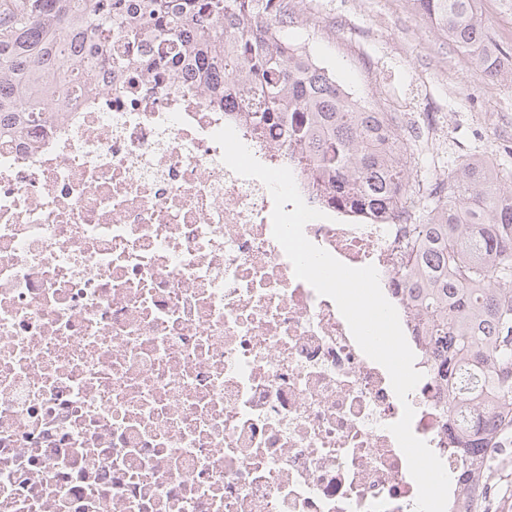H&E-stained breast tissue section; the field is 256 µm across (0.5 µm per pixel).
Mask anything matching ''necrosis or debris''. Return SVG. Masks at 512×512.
Segmentation results:
<instances>
[{"label": "necrosis or debris", "mask_w": 512, "mask_h": 512, "mask_svg": "<svg viewBox=\"0 0 512 512\" xmlns=\"http://www.w3.org/2000/svg\"><path fill=\"white\" fill-rule=\"evenodd\" d=\"M64 82L0 135V512H414L389 432L403 412L335 302L294 275L273 200L235 174L195 69ZM235 130L283 166L277 128ZM306 237L374 265L415 351L412 431L457 477L446 397L420 348L401 252L334 205Z\"/></svg>", "instance_id": "obj_1"}]
</instances>
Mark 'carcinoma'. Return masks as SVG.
<instances>
[{"label": "carcinoma", "instance_id": "cac0c4a2", "mask_svg": "<svg viewBox=\"0 0 512 512\" xmlns=\"http://www.w3.org/2000/svg\"><path fill=\"white\" fill-rule=\"evenodd\" d=\"M286 0H0V134L20 136L34 111L14 90L46 85L73 61L72 48L109 69L148 71L185 59L200 63L198 84L221 105L248 86L254 128L277 125L319 190L368 222H384L413 195L406 149L386 114L354 108L308 44L288 41L297 24ZM448 27V41L480 54L488 20L479 0H419ZM160 57L140 59L147 39ZM512 174L486 157H467L429 198L437 221L416 225L405 246L404 288L429 315L421 345L446 367L449 413L483 408L451 443L468 451L462 481L486 487L512 448Z\"/></svg>", "mask_w": 512, "mask_h": 512}]
</instances>
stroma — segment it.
<instances>
[{
	"label": "stroma",
	"instance_id": "obj_1",
	"mask_svg": "<svg viewBox=\"0 0 512 512\" xmlns=\"http://www.w3.org/2000/svg\"><path fill=\"white\" fill-rule=\"evenodd\" d=\"M402 2L304 0L311 24L289 29L288 36L308 40L337 82L362 97L378 94L406 126L446 119L444 148L407 146L414 185H426L471 155H496L501 167L512 169V82L487 87L474 61L452 43H435Z\"/></svg>",
	"mask_w": 512,
	"mask_h": 512
}]
</instances>
